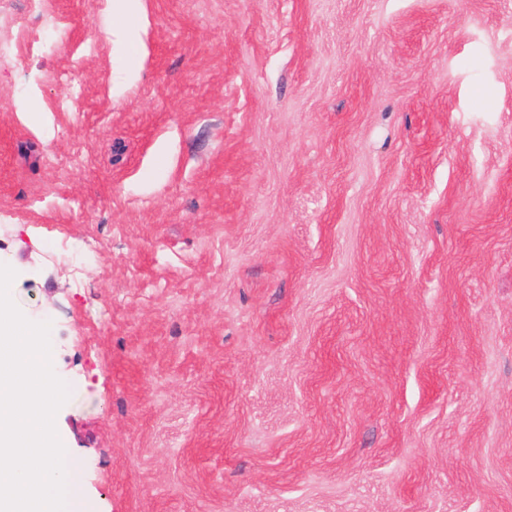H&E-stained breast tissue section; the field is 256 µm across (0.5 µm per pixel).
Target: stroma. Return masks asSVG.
<instances>
[{
    "label": "stroma",
    "mask_w": 512,
    "mask_h": 512,
    "mask_svg": "<svg viewBox=\"0 0 512 512\" xmlns=\"http://www.w3.org/2000/svg\"><path fill=\"white\" fill-rule=\"evenodd\" d=\"M121 8L0 9L69 512H512V0Z\"/></svg>",
    "instance_id": "obj_1"
}]
</instances>
